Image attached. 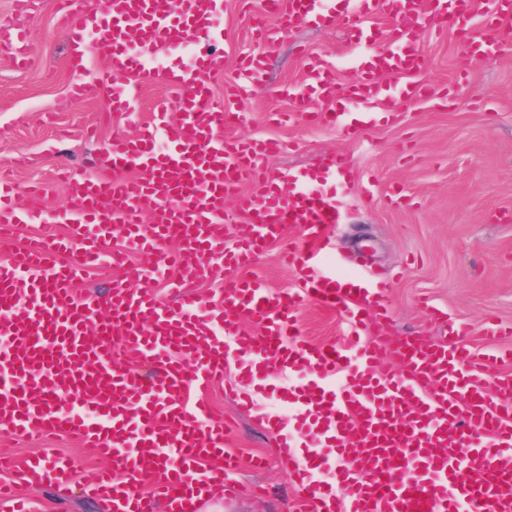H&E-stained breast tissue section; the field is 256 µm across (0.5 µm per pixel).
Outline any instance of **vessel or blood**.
I'll return each mask as SVG.
<instances>
[{"instance_id": "vessel-or-blood-1", "label": "vessel or blood", "mask_w": 512, "mask_h": 512, "mask_svg": "<svg viewBox=\"0 0 512 512\" xmlns=\"http://www.w3.org/2000/svg\"><path fill=\"white\" fill-rule=\"evenodd\" d=\"M15 6L16 23L0 28V52L24 68L26 0ZM469 6L470 0H265L266 12L285 23L315 20L342 30L350 43L366 42L346 87L314 59L305 87L287 89L295 111L308 113L310 122L346 121L354 129L376 122L395 97L431 96L416 78L424 55L405 40L424 22L456 26L466 67L490 49L512 47V0H496L484 15L487 40L471 30ZM222 7V0H105L102 13L80 18L74 0H57L69 66L92 75L73 84V98L95 93L105 118L131 112L146 81L163 84L173 98L154 103L136 138L113 137L107 175L64 170L74 205L53 221L72 225L70 236L30 238L0 260V425L23 438H81L104 462L90 490L130 512H144L138 487L145 480L165 512H191L201 485L229 486L238 467L225 446L229 425L210 421L204 399L233 357L250 376L271 365L301 379L282 399L299 407L292 427L304 438L303 463L293 475L304 512H321L327 471L335 480V512H512V374L497 370L512 361V347L497 345L502 327L488 324L491 343L477 354L462 341L466 325L433 306V320L448 326L446 342L389 336L384 286L340 288L345 264L330 258L324 240L326 226L342 221L326 187L343 169L341 158L289 174L299 191L271 185L259 196L241 194L276 144L231 139L224 131L243 121L240 101L261 83L262 49L279 32L254 27L259 50L238 63L224 105H216L211 79L224 58L213 49L219 32L212 19ZM378 7L392 25L384 37L364 39L363 21ZM186 43L195 48L190 65L153 67ZM93 55L107 67L89 72ZM121 74L129 81L119 86ZM388 74L403 76L399 95L383 85ZM315 100L328 110H311ZM350 100L362 106L351 117ZM41 196L0 179L1 242L19 225L42 223ZM229 203L251 225L232 244L224 231ZM293 225L299 241L284 259L299 277L297 287L273 292L253 276L226 283L213 299L193 291L213 268L249 266ZM117 235L123 244L116 248ZM170 240L180 250L168 251ZM136 252L152 256L149 270L129 264ZM100 267L124 276L106 294L83 291L84 275ZM129 277L140 287L128 288ZM160 281L175 288L174 300L157 299ZM311 300L345 319L346 345L303 337L297 312ZM385 349L398 356L397 369H383ZM137 362L154 365L157 376L134 370ZM7 468L13 480L0 484V501L12 512H28L19 489L33 474L59 488L73 479L66 456L49 466L38 456L13 459Z\"/></svg>"}]
</instances>
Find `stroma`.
Listing matches in <instances>:
<instances>
[{
    "label": "stroma",
    "mask_w": 512,
    "mask_h": 512,
    "mask_svg": "<svg viewBox=\"0 0 512 512\" xmlns=\"http://www.w3.org/2000/svg\"><path fill=\"white\" fill-rule=\"evenodd\" d=\"M27 15L31 65L18 69L0 55V168L23 159L14 173L19 189L46 186L38 206L54 212L72 204L59 179L60 167L103 174L112 137L134 134L165 89L158 82L142 84L134 115L102 122L97 98L70 99L76 76L67 67L68 35L55 25L53 0H29ZM262 16L260 0L249 8L240 0H224L216 19L223 31L224 70L211 79L215 104L224 102V83L237 59L253 49L251 29ZM418 44L426 56L418 79L434 88V99L399 103L390 119L355 132L310 124L302 114L282 123L271 115L291 112L284 90L305 84L306 54L319 56L333 69L338 84L353 77L341 31L316 22L295 23L265 48L263 82L246 102V122L231 133L280 142L265 172L278 182L318 159L345 158L354 184L338 198L342 221L328 228L329 247L349 261L358 250L370 254L377 279L388 283L386 334L446 341L445 329L432 324L421 308L425 299L447 312L449 320L464 322L467 345L478 349L486 342L487 318L512 329V51L490 52L463 71L455 29L423 28ZM369 183L379 195L400 185L408 201L397 208L363 205ZM279 253V246L270 247L246 268V275L261 277L275 292L292 287L296 273ZM298 321L310 341L339 344L344 339L341 318L321 304L302 308ZM232 382L251 397L252 408L243 409L226 394L224 386ZM297 382V377L271 371L254 385L243 381L239 363L225 368L223 383L211 389L208 399L214 416L235 423L227 447L241 461L236 481L264 486L266 492L240 496L226 489L206 512H301L291 466L278 449L275 430L263 423L279 408L281 389ZM1 446L21 458L38 454L50 463L65 454L77 464L68 495H58L45 483L23 486L31 512H108L106 500L84 491L100 461L79 439L26 440L0 430ZM255 455L266 457L264 469H251Z\"/></svg>",
    "instance_id": "obj_1"
}]
</instances>
